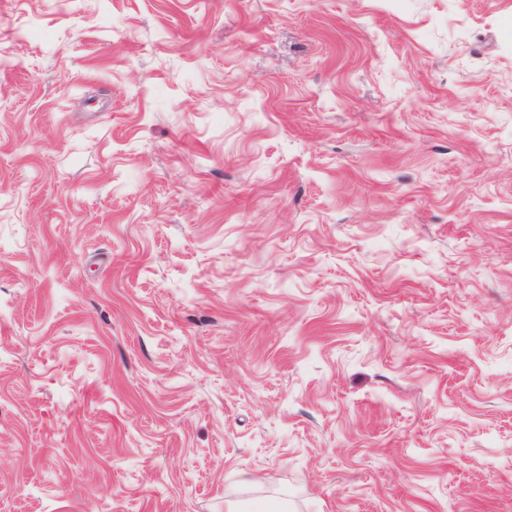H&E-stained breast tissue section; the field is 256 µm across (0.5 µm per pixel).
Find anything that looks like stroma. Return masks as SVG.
<instances>
[{
    "label": "stroma",
    "instance_id": "35a3bbf8",
    "mask_svg": "<svg viewBox=\"0 0 512 512\" xmlns=\"http://www.w3.org/2000/svg\"><path fill=\"white\" fill-rule=\"evenodd\" d=\"M0 512H512V0H0Z\"/></svg>",
    "mask_w": 512,
    "mask_h": 512
}]
</instances>
